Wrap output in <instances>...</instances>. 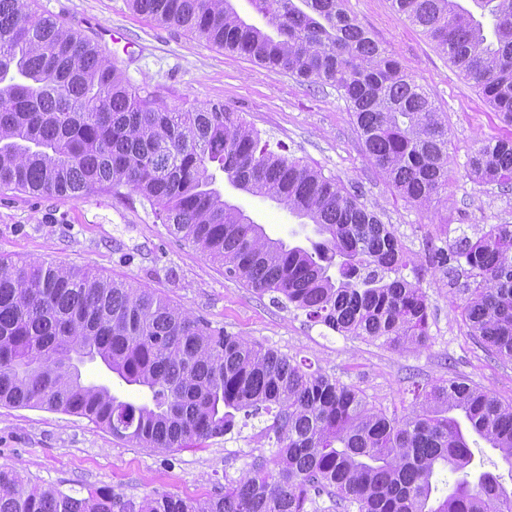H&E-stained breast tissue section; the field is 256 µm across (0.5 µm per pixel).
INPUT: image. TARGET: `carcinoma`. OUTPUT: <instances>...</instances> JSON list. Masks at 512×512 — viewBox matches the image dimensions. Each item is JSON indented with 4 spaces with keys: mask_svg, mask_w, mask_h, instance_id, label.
Listing matches in <instances>:
<instances>
[{
    "mask_svg": "<svg viewBox=\"0 0 512 512\" xmlns=\"http://www.w3.org/2000/svg\"><path fill=\"white\" fill-rule=\"evenodd\" d=\"M133 11L350 105L371 165L419 208L448 192V119L422 86L342 8L343 0H126ZM392 0L512 125V0ZM473 176L512 189V136L480 143ZM314 224L319 241L287 246L248 222L214 171ZM129 187L169 231L259 294L274 293L343 336L399 351L425 346L429 304L398 276L405 252L359 202L361 191L274 152L220 102L157 106L126 84L97 46L31 7L0 0V187L74 199ZM464 289L465 324L512 361V224L432 247ZM396 277L390 278L388 274ZM72 354L99 360L147 392L124 401L86 383ZM401 415L361 390L272 348L216 329L165 296L88 269L0 259V403L87 418L140 448L197 445L237 416H272L274 448L199 500L161 493L139 503L108 488L86 498L0 465V512H512V404L459 377L413 383ZM499 452L507 474L481 469L472 445Z\"/></svg>",
    "mask_w": 512,
    "mask_h": 512,
    "instance_id": "cac0c4a2",
    "label": "carcinoma"
}]
</instances>
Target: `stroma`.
Returning a JSON list of instances; mask_svg holds the SVG:
<instances>
[{"label": "stroma", "mask_w": 512, "mask_h": 512, "mask_svg": "<svg viewBox=\"0 0 512 512\" xmlns=\"http://www.w3.org/2000/svg\"><path fill=\"white\" fill-rule=\"evenodd\" d=\"M40 13L93 38V23L131 42L102 47L103 56L149 101L190 109L212 102L241 112L270 143L335 177L360 186V198L391 226L409 263L401 274L419 283L430 304V340L402 352L343 336L305 314L272 302L200 250L169 232L152 207L130 188L80 199L0 188V256L65 263L151 288L212 327L256 341L360 389L367 401L392 410L409 402L411 381L431 384L460 377L500 402L512 403V361L489 352L461 316L463 296L429 261L433 243L476 238L491 224H512V192L481 184L467 162L482 140L512 134L482 92L461 76L421 27L392 0H346L358 25L399 61L448 118V198L417 208L397 195L372 167L346 101L329 86L298 81L224 51L195 35L133 13L125 0H35ZM218 185L266 233L306 245L312 225L276 202ZM268 418L239 425L234 434L172 450L139 448L87 418L44 408L0 405V464L77 497L108 487L134 501L167 492L199 498L239 477L258 455H271Z\"/></svg>", "instance_id": "1"}]
</instances>
